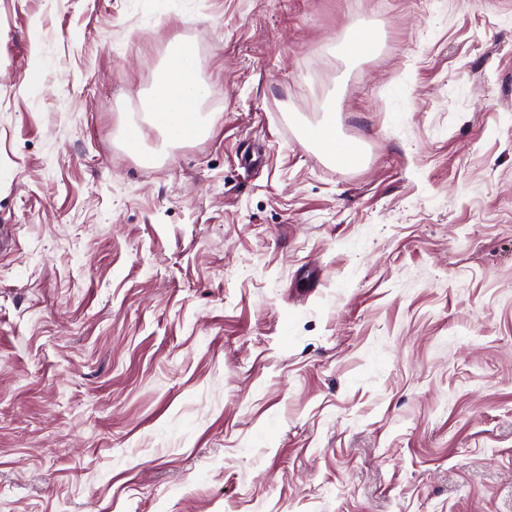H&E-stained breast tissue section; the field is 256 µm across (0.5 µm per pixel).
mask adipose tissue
Wrapping results in <instances>:
<instances>
[{"mask_svg": "<svg viewBox=\"0 0 512 512\" xmlns=\"http://www.w3.org/2000/svg\"><path fill=\"white\" fill-rule=\"evenodd\" d=\"M209 94L194 49L178 41L171 45L153 87L141 97L140 107L147 126L162 134L165 145H178L208 134L202 105Z\"/></svg>", "mask_w": 512, "mask_h": 512, "instance_id": "ef3b65f1", "label": "adipose tissue"}]
</instances>
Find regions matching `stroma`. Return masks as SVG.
<instances>
[{
	"mask_svg": "<svg viewBox=\"0 0 512 512\" xmlns=\"http://www.w3.org/2000/svg\"><path fill=\"white\" fill-rule=\"evenodd\" d=\"M0 235V512H512V0H0ZM378 46V35L365 24L352 27L351 33L343 45V55L348 59H358L373 52ZM209 94L194 49L181 41L172 44L153 87L140 99L145 122L164 137L163 148L208 134V118L201 109ZM305 140L318 149L325 157L336 159V154L354 152L358 158L362 155L360 146L338 134L335 123L322 121L308 126Z\"/></svg>",
	"mask_w": 512,
	"mask_h": 512,
	"instance_id": "obj_1",
	"label": "stroma"
}]
</instances>
